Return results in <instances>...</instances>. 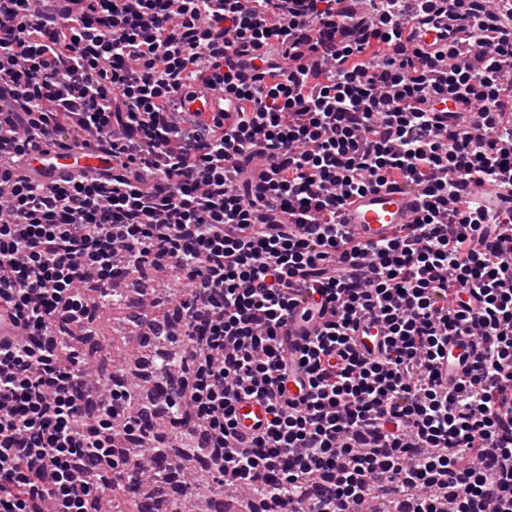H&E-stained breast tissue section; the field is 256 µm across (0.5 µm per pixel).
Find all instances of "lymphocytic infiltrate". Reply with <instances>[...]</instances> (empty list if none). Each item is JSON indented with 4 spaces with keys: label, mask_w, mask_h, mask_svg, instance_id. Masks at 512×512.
Masks as SVG:
<instances>
[{
    "label": "lymphocytic infiltrate",
    "mask_w": 512,
    "mask_h": 512,
    "mask_svg": "<svg viewBox=\"0 0 512 512\" xmlns=\"http://www.w3.org/2000/svg\"><path fill=\"white\" fill-rule=\"evenodd\" d=\"M373 3L0 0V512H98L140 421L64 338L159 267L191 284L162 412L245 512H512V0ZM197 81L229 105L208 123L178 106ZM48 144L112 169L33 184ZM398 184L419 217L353 242L348 199ZM452 336L480 342L447 388ZM237 413L239 432L244 435L252 434L259 425H264L267 419L266 404L257 398L241 401Z\"/></svg>",
    "instance_id": "lymphocytic-infiltrate-1"
}]
</instances>
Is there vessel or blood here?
Instances as JSON below:
<instances>
[{
	"instance_id": "vessel-or-blood-1",
	"label": "vessel or blood",
	"mask_w": 512,
	"mask_h": 512,
	"mask_svg": "<svg viewBox=\"0 0 512 512\" xmlns=\"http://www.w3.org/2000/svg\"><path fill=\"white\" fill-rule=\"evenodd\" d=\"M182 111L205 119L219 109V96L203 84L196 83L178 97ZM112 164L111 157L90 155L80 150L38 152L35 161L26 165V174L34 181L49 184L56 182L72 170L98 172ZM423 205L417 190L375 187L352 197L341 213V220L357 241L372 245L393 237L403 225L413 223ZM469 340H461L452 348V355L443 362L440 375L443 383H451L461 375L459 359L471 354ZM239 431L252 434L265 424L266 404L263 400L250 398L239 403L237 408Z\"/></svg>"
}]
</instances>
